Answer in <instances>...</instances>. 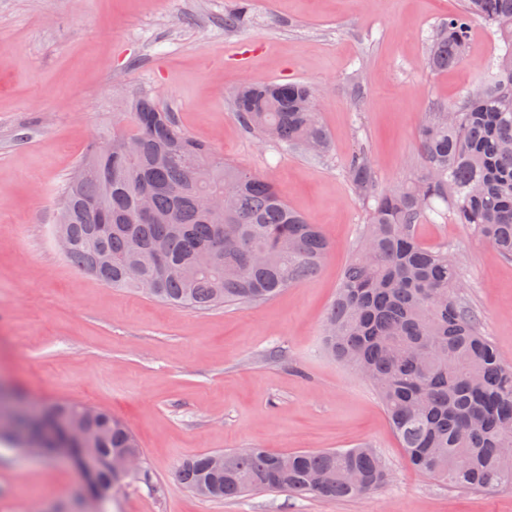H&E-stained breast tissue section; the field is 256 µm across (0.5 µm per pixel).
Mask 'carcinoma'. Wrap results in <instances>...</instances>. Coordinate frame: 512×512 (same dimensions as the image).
<instances>
[{
    "instance_id": "obj_1",
    "label": "carcinoma",
    "mask_w": 512,
    "mask_h": 512,
    "mask_svg": "<svg viewBox=\"0 0 512 512\" xmlns=\"http://www.w3.org/2000/svg\"><path fill=\"white\" fill-rule=\"evenodd\" d=\"M246 6L224 13V29L243 22ZM496 28L503 43L482 94L467 91L429 113L418 130L423 170L376 188L367 152L356 150L344 171L367 206L336 299L324 343L375 391L410 466L452 488L512 489V364L486 336L480 316L461 298V265L448 244L428 245L418 228L434 217L464 224L512 258V0H461L457 13L428 36L424 64L434 75L468 57L471 29ZM317 93L300 82L240 86L234 108L242 125L288 148L329 147L316 109ZM112 130L89 144L59 201L55 235L65 256L112 288L142 291L125 276L139 265L155 284L149 296L188 309L256 305L319 271L331 245L320 227L290 209L258 175L216 157L190 137L174 113L149 93L126 101ZM137 139L127 158L123 143ZM232 192L224 213L200 205L206 194ZM150 196L159 220L144 218ZM216 247L202 267L199 253ZM45 413L87 431L85 455L115 458L136 450L130 428L111 413L52 402ZM189 456L177 476L191 491L234 500L251 491L285 490L321 500L362 498L386 485L390 471L367 446L271 453L245 448ZM102 508L114 486L97 474Z\"/></svg>"
}]
</instances>
